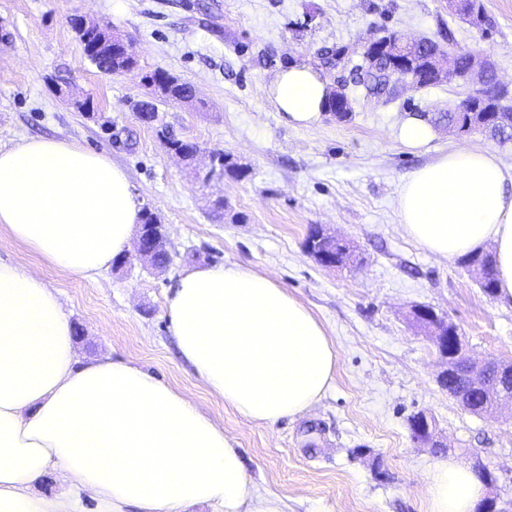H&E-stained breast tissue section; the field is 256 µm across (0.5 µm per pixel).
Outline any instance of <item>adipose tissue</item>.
<instances>
[{
	"mask_svg": "<svg viewBox=\"0 0 512 512\" xmlns=\"http://www.w3.org/2000/svg\"><path fill=\"white\" fill-rule=\"evenodd\" d=\"M329 84L294 63L271 81L292 127L316 125ZM142 211L126 172L77 143L26 138L0 148V230L47 264L95 279L130 247ZM397 216L423 249L447 259L492 244L499 293L512 299V168L484 149L443 152L402 183ZM182 357L224 404L273 425L313 407L336 372L323 324L266 275L229 264L182 271L165 299ZM92 492L98 512H283L260 494L221 426L181 392L123 360L80 361L54 288L0 262V512H80L77 499L31 493L49 468ZM482 485L442 461L428 512H474Z\"/></svg>",
	"mask_w": 512,
	"mask_h": 512,
	"instance_id": "1",
	"label": "adipose tissue"
}]
</instances>
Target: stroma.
<instances>
[{"instance_id":"35a3bbf8","label":"stroma","mask_w":512,"mask_h":512,"mask_svg":"<svg viewBox=\"0 0 512 512\" xmlns=\"http://www.w3.org/2000/svg\"><path fill=\"white\" fill-rule=\"evenodd\" d=\"M482 4L494 22L487 37L445 0H0V147L45 137L108 154L164 225L171 258L162 271L137 259L86 281L0 231V261L28 266L58 291L81 359L134 362L223 426L248 478L284 512H427L435 464L478 458L492 471L499 512H512V413L464 411L436 381V349L409 322L413 306H429L458 326L471 357L512 361V301L486 296L464 258L423 250L397 219L401 182L432 157L482 148L511 168L512 144L439 130L427 149L402 147L399 122L455 107L466 92L456 81L399 82L392 100L356 98L350 118L326 113L310 129L289 127L267 95L291 63L333 84L383 32L417 40L447 29L476 60L491 57L512 88V0ZM78 15L126 38L135 67L111 74L92 65L71 22ZM327 48L346 49L347 61L326 67ZM159 68L190 83L196 101L157 99L145 77ZM86 96L89 115L74 105ZM144 103L155 120L142 119ZM164 126L198 145L194 165L163 145ZM219 152L244 177L198 181L195 170ZM314 224L348 241L357 266L329 269L308 256ZM232 263L285 288L336 348L322 400L271 426L225 407L168 331L165 297L182 270ZM418 412L435 419L441 447L412 440L408 419Z\"/></svg>"}]
</instances>
